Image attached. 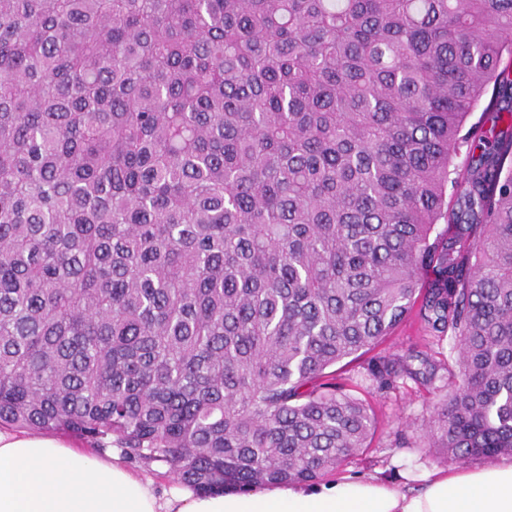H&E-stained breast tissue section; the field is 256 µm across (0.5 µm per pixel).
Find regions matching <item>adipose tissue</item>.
Wrapping results in <instances>:
<instances>
[{"instance_id":"ef3b65f1","label":"adipose tissue","mask_w":512,"mask_h":512,"mask_svg":"<svg viewBox=\"0 0 512 512\" xmlns=\"http://www.w3.org/2000/svg\"><path fill=\"white\" fill-rule=\"evenodd\" d=\"M0 512H512V459L434 471L416 489L342 476L246 493L176 487L161 497L119 460L94 458L54 436L0 431Z\"/></svg>"}]
</instances>
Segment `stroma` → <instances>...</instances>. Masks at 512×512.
I'll return each mask as SVG.
<instances>
[{
	"label": "stroma",
	"instance_id": "stroma-1",
	"mask_svg": "<svg viewBox=\"0 0 512 512\" xmlns=\"http://www.w3.org/2000/svg\"><path fill=\"white\" fill-rule=\"evenodd\" d=\"M357 380L358 395L372 405L379 424L368 448L339 468V475L375 476L403 484L432 469L456 471V464L424 448L420 439L440 397L438 390L411 382L381 390L363 373Z\"/></svg>",
	"mask_w": 512,
	"mask_h": 512
}]
</instances>
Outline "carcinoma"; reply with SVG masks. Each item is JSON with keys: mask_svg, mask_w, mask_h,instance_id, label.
<instances>
[{"mask_svg": "<svg viewBox=\"0 0 512 512\" xmlns=\"http://www.w3.org/2000/svg\"><path fill=\"white\" fill-rule=\"evenodd\" d=\"M446 340L425 447L512 455V0H0V427L316 481ZM422 335L420 325L413 320H408L399 325L379 349L402 355L411 345L419 342Z\"/></svg>", "mask_w": 512, "mask_h": 512, "instance_id": "obj_1", "label": "carcinoma"}]
</instances>
